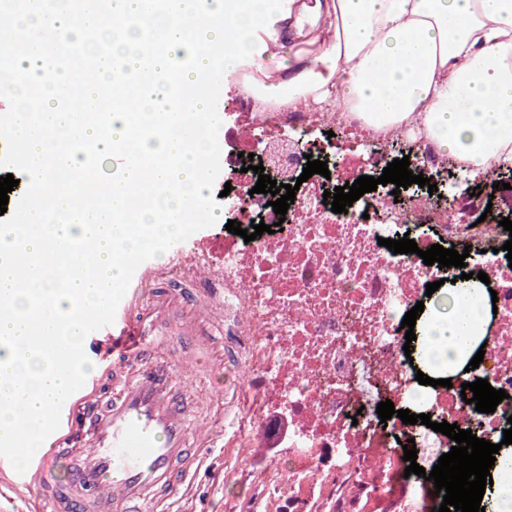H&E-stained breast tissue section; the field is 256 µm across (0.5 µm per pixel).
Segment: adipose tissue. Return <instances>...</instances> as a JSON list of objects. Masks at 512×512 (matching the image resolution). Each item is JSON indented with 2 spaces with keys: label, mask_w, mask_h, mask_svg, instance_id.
<instances>
[{
  "label": "adipose tissue",
  "mask_w": 512,
  "mask_h": 512,
  "mask_svg": "<svg viewBox=\"0 0 512 512\" xmlns=\"http://www.w3.org/2000/svg\"><path fill=\"white\" fill-rule=\"evenodd\" d=\"M87 0L81 16L44 20L37 4L14 24L48 25L0 70V98L13 104L7 144L19 151L43 203L25 208L16 239L0 225V451L43 450L52 400L91 364L73 357L142 251L165 260L209 208L205 158L224 117L215 86L244 85L261 111L310 101L339 107L380 129L416 121L444 154L482 170L512 162V0ZM95 28L136 76L107 127L56 107L59 46ZM125 164L96 209L55 185L57 171L83 170L72 142ZM62 212L64 224H47ZM454 306L424 323L418 356L433 373L469 353L485 312L484 289H457Z\"/></svg>",
  "instance_id": "obj_1"
}]
</instances>
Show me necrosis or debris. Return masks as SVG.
Masks as SVG:
<instances>
[{
  "instance_id": "necrosis-or-debris-1",
  "label": "necrosis or debris",
  "mask_w": 512,
  "mask_h": 512,
  "mask_svg": "<svg viewBox=\"0 0 512 512\" xmlns=\"http://www.w3.org/2000/svg\"><path fill=\"white\" fill-rule=\"evenodd\" d=\"M238 109L224 115V178L237 200L226 217L250 228L257 220L281 223V231L253 241L225 233L223 241L195 252L198 277L224 279V333L239 336L248 353L240 375L256 401L239 419L230 448L269 446L263 463L250 472L258 495L248 512H364L374 500L401 493L400 512H425L417 475H406L404 440H414L416 462L432 470L453 442L427 426L380 420L377 406L430 415L500 443L512 425V262L503 244L512 239L497 216L477 221L466 204L447 208L428 196L396 207L388 193L371 192L347 212H332L324 192L354 183L361 172L387 164L394 144L413 145L411 165H446L414 122L382 130L363 127L347 111L321 112L315 105L260 112L237 91ZM329 130L337 140L308 151L285 148L286 130ZM337 153L331 180H307L286 216L275 214L271 194L254 193L257 174L251 156L267 157L284 171L302 172L308 159ZM421 250L439 244L480 257L481 269L497 293V313L481 326L482 363L454 374L451 388L422 385L403 347L402 320L426 298V286L447 277V269L425 265L419 254H396L381 239L399 240L407 229ZM488 380L508 397L486 414L462 399V385Z\"/></svg>"
}]
</instances>
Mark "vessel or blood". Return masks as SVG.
<instances>
[{
    "label": "vessel or blood",
    "instance_id": "obj_1",
    "mask_svg": "<svg viewBox=\"0 0 512 512\" xmlns=\"http://www.w3.org/2000/svg\"><path fill=\"white\" fill-rule=\"evenodd\" d=\"M126 280L123 295L90 322L102 369L77 375L54 404L48 453L0 469V488L27 492L29 512H174L191 493L201 449L224 438L223 412L210 411L193 430L181 405L186 369L199 366L201 346L223 326V282L145 258L127 265ZM170 320L174 336L192 343L188 359L154 353L158 325ZM61 454L72 462L67 482L53 476Z\"/></svg>",
    "mask_w": 512,
    "mask_h": 512
}]
</instances>
